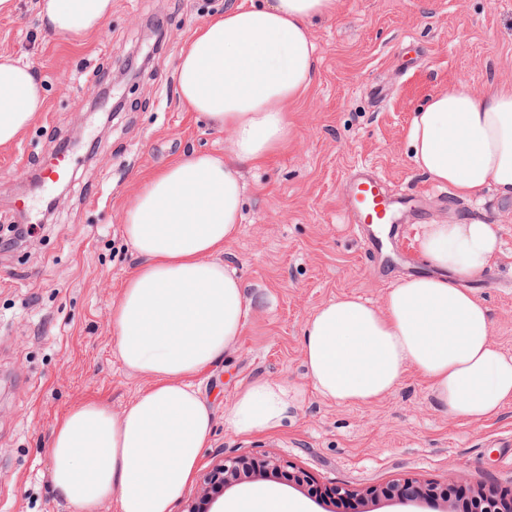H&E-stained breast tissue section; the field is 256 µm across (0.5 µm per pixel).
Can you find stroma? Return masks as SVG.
Returning <instances> with one entry per match:
<instances>
[{
  "mask_svg": "<svg viewBox=\"0 0 512 512\" xmlns=\"http://www.w3.org/2000/svg\"><path fill=\"white\" fill-rule=\"evenodd\" d=\"M238 0H112L97 32L73 39L47 33L37 0H18L0 17V53L31 64L45 109L13 144L0 147V231L25 221L34 234L0 252V512H72L56 496L48 448L73 407L98 402L121 410L148 388L114 354L112 304L139 264L122 213L141 180L191 153L220 154L223 131L195 119L178 100L175 70L192 30ZM164 37L136 82L120 83L125 59L150 21ZM318 65L312 85L287 111V145L244 172L239 236L224 246L253 299L235 348L194 378L210 401L215 428L173 512L196 502L202 474L222 458L266 455L306 473L242 478L216 496L273 486L308 512H443L436 497L348 499L394 480L451 483L465 492H512V404L470 423L440 413L427 381L402 384L369 405L323 400L306 376L302 327L323 303L355 294L374 306L399 276L430 273L414 240L417 224L497 225L498 264L469 279L488 308L491 339L512 354V197L486 191L461 199L413 164L407 133L433 94L466 82L476 95L512 84V0H336L314 21ZM68 142L78 163L67 189L33 198L18 217L14 201L55 147ZM379 173L389 193L413 207L391 226L396 248L367 251L352 229L344 184L351 172ZM264 380L300 389L281 425L240 435L224 424L237 391Z\"/></svg>",
  "mask_w": 512,
  "mask_h": 512,
  "instance_id": "35a3bbf8",
  "label": "stroma"
}]
</instances>
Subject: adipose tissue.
Listing matches in <instances>:
<instances>
[{
    "label": "adipose tissue",
    "instance_id": "1",
    "mask_svg": "<svg viewBox=\"0 0 512 512\" xmlns=\"http://www.w3.org/2000/svg\"><path fill=\"white\" fill-rule=\"evenodd\" d=\"M57 36L80 38L112 15V0H38ZM336 0H257L195 29L176 67L181 102L226 134L224 154L195 153L145 178L123 212L126 240L141 259L112 305L115 354L150 379L121 411L98 403L72 408L50 443L57 496L73 512H173L194 476L213 414L191 377L237 345L252 299L224 263L239 232L243 171L288 141L287 107L311 86L314 20ZM45 107L30 66L0 54V147L11 144ZM412 160L431 181L469 198L492 188L512 196V86L477 96L449 85L418 110L408 131ZM415 241L431 267L389 288L382 306L336 297L304 322L306 374L335 404H371L391 394L407 371L429 383L435 407L480 422L512 402V355L491 339L485 305L462 278L497 265L496 225L421 224ZM297 389L251 383L224 414L234 432L277 429ZM224 512H307L270 488L227 500Z\"/></svg>",
    "mask_w": 512,
    "mask_h": 512
}]
</instances>
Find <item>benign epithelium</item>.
<instances>
[{
    "instance_id": "7a95c632",
    "label": "benign epithelium",
    "mask_w": 512,
    "mask_h": 512,
    "mask_svg": "<svg viewBox=\"0 0 512 512\" xmlns=\"http://www.w3.org/2000/svg\"><path fill=\"white\" fill-rule=\"evenodd\" d=\"M284 465L279 458L267 456L263 459H250L237 457L227 463L223 462L215 466L203 478L201 501L206 504L213 490L229 487L241 477L263 476L267 473L283 472ZM443 497L447 503L446 512H507L509 502L499 496L476 492L467 495L461 491L448 494V486L419 485L405 480L388 483L380 487H372L365 490V496L371 498L387 497L409 499L418 496Z\"/></svg>"
}]
</instances>
